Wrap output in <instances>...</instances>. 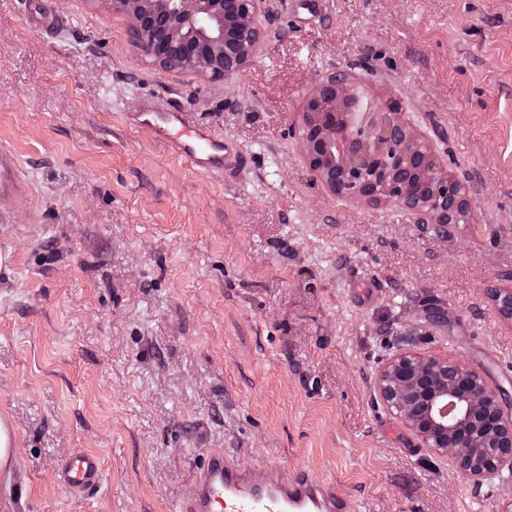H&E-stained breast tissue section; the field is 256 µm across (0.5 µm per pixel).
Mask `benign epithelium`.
<instances>
[{
	"label": "benign epithelium",
	"instance_id": "obj_1",
	"mask_svg": "<svg viewBox=\"0 0 512 512\" xmlns=\"http://www.w3.org/2000/svg\"><path fill=\"white\" fill-rule=\"evenodd\" d=\"M129 18L131 46L161 68L213 80L246 67L263 37L262 0H111ZM295 134L304 160L334 195L402 204L419 224L448 233L465 195L402 113L343 73L314 82ZM424 173L430 193L410 176ZM387 408L475 485L512 471V414L464 362L404 352L377 381Z\"/></svg>",
	"mask_w": 512,
	"mask_h": 512
}]
</instances>
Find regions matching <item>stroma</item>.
<instances>
[{"instance_id": "35a3bbf8", "label": "stroma", "mask_w": 512, "mask_h": 512, "mask_svg": "<svg viewBox=\"0 0 512 512\" xmlns=\"http://www.w3.org/2000/svg\"><path fill=\"white\" fill-rule=\"evenodd\" d=\"M264 0L251 64L223 80L135 53L102 0H0V410L21 434L17 512H174L211 448L333 480L353 512H512V475L464 479L377 396L395 354L464 361L512 411V0ZM34 12L66 24L49 30ZM397 103L465 188L447 238L351 202L294 135L315 80ZM234 141L202 173L129 118L146 99ZM99 455L73 496L61 457ZM28 188L21 175L16 154L6 146H0V197L22 194Z\"/></svg>"}]
</instances>
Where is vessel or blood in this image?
<instances>
[{
	"instance_id": "b4317fda",
	"label": "vessel or blood",
	"mask_w": 512,
	"mask_h": 512,
	"mask_svg": "<svg viewBox=\"0 0 512 512\" xmlns=\"http://www.w3.org/2000/svg\"><path fill=\"white\" fill-rule=\"evenodd\" d=\"M168 140L173 152L203 172L222 171L239 162L241 155L230 141L204 127L189 124L177 109L159 108L147 101L134 117ZM27 183L16 154L0 146V197L22 194ZM21 436L9 412L0 411V512H11V504L22 495ZM104 478L99 456L83 452L63 460L57 481L67 491L81 493L101 485ZM175 512H347L345 497L334 481L297 464L274 462L262 478L236 453L211 448L196 466L192 489L181 498Z\"/></svg>"
}]
</instances>
